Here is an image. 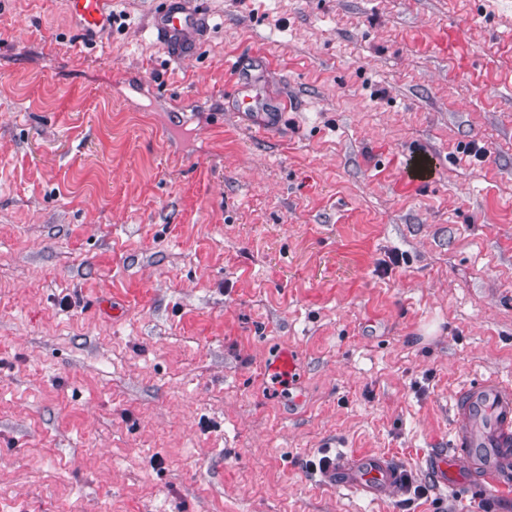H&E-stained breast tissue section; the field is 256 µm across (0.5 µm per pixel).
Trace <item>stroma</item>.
<instances>
[{
    "label": "stroma",
    "instance_id": "35a3bbf8",
    "mask_svg": "<svg viewBox=\"0 0 512 512\" xmlns=\"http://www.w3.org/2000/svg\"><path fill=\"white\" fill-rule=\"evenodd\" d=\"M159 4L0 0V512H484L425 459L512 383V0ZM106 0H67L70 16L86 29L96 30L107 24ZM164 8L154 15L151 26L163 38L168 40L176 56L195 51L186 50V38L197 26V17L184 7V0H164ZM296 369L294 351L285 348L280 351L278 356L270 363L269 372H288V374L275 375L273 380L283 388H288V380L292 378V374ZM322 477L326 485L364 492L379 499L400 482L401 474L388 457L365 455L332 461Z\"/></svg>",
    "mask_w": 512,
    "mask_h": 512
}]
</instances>
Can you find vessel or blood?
<instances>
[{"mask_svg":"<svg viewBox=\"0 0 512 512\" xmlns=\"http://www.w3.org/2000/svg\"><path fill=\"white\" fill-rule=\"evenodd\" d=\"M105 2L67 0L71 17L89 30L106 25ZM196 25L197 17L185 0H164L151 23L178 56L185 54ZM452 412L455 448L448 455L430 454L427 465L451 493L470 488L490 495L494 507L512 506V384L481 378L459 390ZM322 477L326 485L382 498L401 474L388 457L365 455L332 462Z\"/></svg>","mask_w":512,"mask_h":512,"instance_id":"vessel-or-blood-1","label":"vessel or blood"}]
</instances>
